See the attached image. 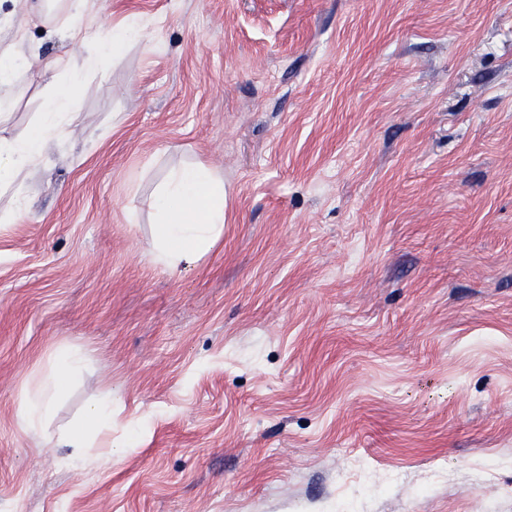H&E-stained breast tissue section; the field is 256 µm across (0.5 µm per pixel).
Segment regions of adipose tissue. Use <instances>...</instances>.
Wrapping results in <instances>:
<instances>
[{"label":"adipose tissue","mask_w":512,"mask_h":512,"mask_svg":"<svg viewBox=\"0 0 512 512\" xmlns=\"http://www.w3.org/2000/svg\"><path fill=\"white\" fill-rule=\"evenodd\" d=\"M137 26L85 36V51L68 65L66 92L47 97L36 133L0 136V187L16 184L19 176L38 165L52 144L72 123L74 98L86 72L99 59L116 51L122 42L140 36ZM40 67L46 81H53L58 64L38 52L23 55L15 46H0V85L11 83L24 69ZM155 218V261L169 272L190 266L205 255L224 232V180L203 163L170 170L151 199ZM83 360L80 350L52 354L39 381L21 400L18 419L28 432L40 433L52 417L55 401L63 394L71 373ZM112 428V394L104 392L85 410L83 424L65 432L62 440L72 448L86 447Z\"/></svg>","instance_id":"obj_1"}]
</instances>
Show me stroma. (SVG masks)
Here are the masks:
<instances>
[{
    "label": "stroma",
    "mask_w": 512,
    "mask_h": 512,
    "mask_svg": "<svg viewBox=\"0 0 512 512\" xmlns=\"http://www.w3.org/2000/svg\"><path fill=\"white\" fill-rule=\"evenodd\" d=\"M34 4L0 0V40L82 52ZM88 11L143 37L0 192V512H512V0ZM47 95L0 88V130ZM198 161L224 233L172 274L150 200ZM66 348L39 439L19 404ZM107 390L111 438L55 447Z\"/></svg>",
    "instance_id": "35a3bbf8"
}]
</instances>
